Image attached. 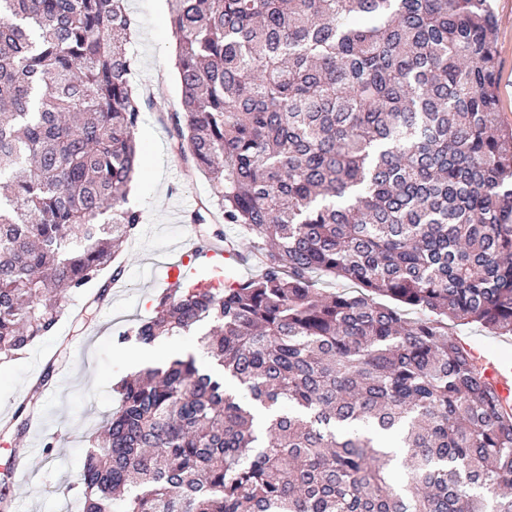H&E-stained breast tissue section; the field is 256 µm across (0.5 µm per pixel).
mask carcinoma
<instances>
[{"mask_svg": "<svg viewBox=\"0 0 512 512\" xmlns=\"http://www.w3.org/2000/svg\"><path fill=\"white\" fill-rule=\"evenodd\" d=\"M169 5L175 135L258 271L180 282L120 335L207 321L224 376L187 354L121 380L82 512H512V414L448 331L512 335L489 0ZM132 24L126 0H0V360L142 223Z\"/></svg>", "mask_w": 512, "mask_h": 512, "instance_id": "cac0c4a2", "label": "carcinoma"}]
</instances>
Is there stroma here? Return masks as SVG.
Segmentation results:
<instances>
[{"label": "stroma", "mask_w": 512, "mask_h": 512, "mask_svg": "<svg viewBox=\"0 0 512 512\" xmlns=\"http://www.w3.org/2000/svg\"><path fill=\"white\" fill-rule=\"evenodd\" d=\"M497 19L499 100L502 118L512 123V0H492ZM134 21L129 49L136 57L131 85L143 112L136 130L141 146V172L134 179L128 202L144 217L125 244L118 261L119 279L103 274L80 291L64 294L66 313L47 336L5 363H0V494H8V512H77V502L62 496L61 487L75 484L93 437L114 405V385L121 379L164 362L176 353L193 354L200 365L210 359L190 333L157 341L148 349L134 342L118 344L119 334L138 320L152 316L155 299L166 288V268L180 262L177 245L214 233L234 239L236 226L224 222L206 175L195 169L172 136L170 117L181 109V87L175 67L176 39L169 25L168 0H129ZM203 211L205 226L190 216ZM108 284L95 321H78V314L101 284ZM452 332L472 354L512 362V336H492L473 324H458ZM66 365V379L35 405L49 426L31 439L26 417L18 416L32 384L48 367ZM35 448L44 466L32 479L14 484L11 450Z\"/></svg>", "instance_id": "stroma-1"}]
</instances>
